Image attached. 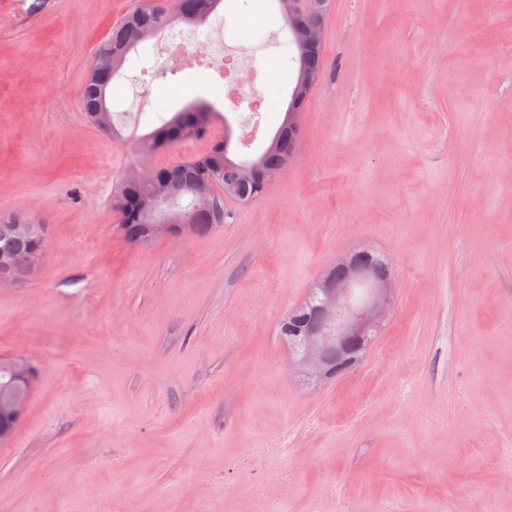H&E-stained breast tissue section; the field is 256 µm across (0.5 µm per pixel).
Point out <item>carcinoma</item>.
<instances>
[{
  "mask_svg": "<svg viewBox=\"0 0 512 512\" xmlns=\"http://www.w3.org/2000/svg\"><path fill=\"white\" fill-rule=\"evenodd\" d=\"M222 2L180 0V12L174 15L168 11L166 0H152L117 20L95 50L94 61L104 59L110 63V69L102 72L93 66L84 78L82 106L88 120L95 122L103 110L114 115L107 102L109 89L132 54L138 53V48L174 22L197 27L205 25L211 16L218 14ZM320 16L317 8L296 16L290 29L288 49L294 53L293 60L297 61L298 69H308L321 78L323 45L311 46L304 42L308 28L317 23ZM293 92L297 93V99L290 100L288 107L296 110L294 117H285L269 144L255 158L231 157V140L220 138L206 153L183 164L154 169L145 179L138 177L136 169L126 172L115 185L112 198L113 207L120 216L119 230L123 237L136 247L150 244V224L162 211L173 221L183 218L187 224L185 232L208 235L224 225L222 221L215 224L205 221L209 211L220 209L222 217H229L224 212V199L248 203L265 195L269 183L263 173L291 160L297 149V125L310 92L297 83ZM216 116V103L195 99L151 133L140 137L137 150L148 156L173 142L203 138L209 134ZM6 222L26 224L28 220L16 214L0 216V265L20 254L42 256L49 238L46 225L42 224L31 232H22L4 228ZM360 262L380 275L387 271L384 256L374 250L363 254ZM321 304L320 288H312L305 300L291 308L278 325V336L288 344V349L297 359L305 353V336L309 330L322 327Z\"/></svg>",
  "mask_w": 512,
  "mask_h": 512,
  "instance_id": "cac0c4a2",
  "label": "carcinoma"
}]
</instances>
